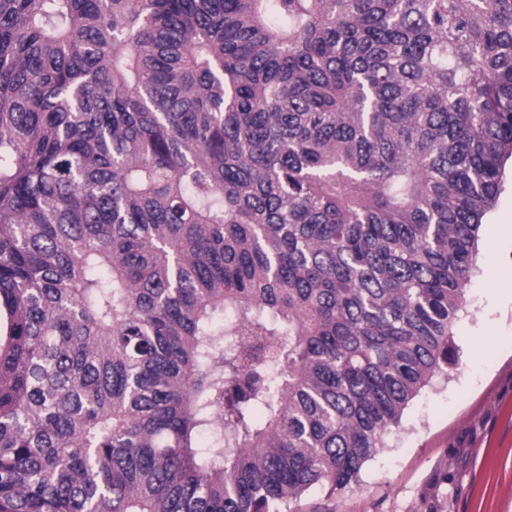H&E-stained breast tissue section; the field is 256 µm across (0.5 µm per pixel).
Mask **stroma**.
<instances>
[{
  "label": "stroma",
  "mask_w": 512,
  "mask_h": 512,
  "mask_svg": "<svg viewBox=\"0 0 512 512\" xmlns=\"http://www.w3.org/2000/svg\"><path fill=\"white\" fill-rule=\"evenodd\" d=\"M512 176L483 220L452 326L458 362L409 404L357 483L290 512H512Z\"/></svg>",
  "instance_id": "stroma-1"
}]
</instances>
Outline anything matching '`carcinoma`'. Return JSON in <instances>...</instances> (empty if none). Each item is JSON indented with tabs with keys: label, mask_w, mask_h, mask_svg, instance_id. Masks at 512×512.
Returning a JSON list of instances; mask_svg holds the SVG:
<instances>
[{
	"label": "carcinoma",
	"mask_w": 512,
	"mask_h": 512,
	"mask_svg": "<svg viewBox=\"0 0 512 512\" xmlns=\"http://www.w3.org/2000/svg\"><path fill=\"white\" fill-rule=\"evenodd\" d=\"M510 158L512 0H0V512L356 482Z\"/></svg>",
	"instance_id": "cac0c4a2"
}]
</instances>
